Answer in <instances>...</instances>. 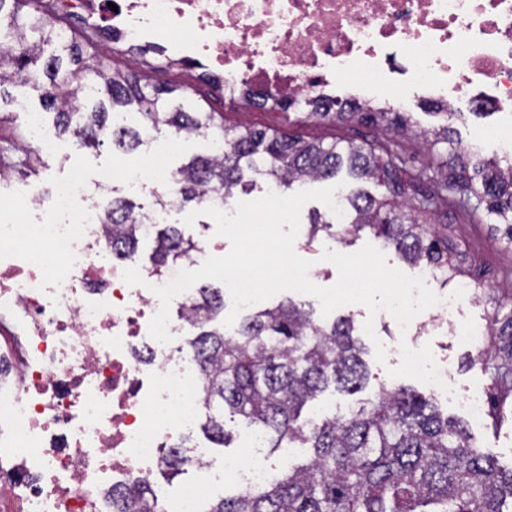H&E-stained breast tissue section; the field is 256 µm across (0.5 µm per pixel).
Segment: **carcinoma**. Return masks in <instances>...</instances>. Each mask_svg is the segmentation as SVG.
I'll use <instances>...</instances> for the list:
<instances>
[{
    "label": "carcinoma",
    "instance_id": "obj_1",
    "mask_svg": "<svg viewBox=\"0 0 512 512\" xmlns=\"http://www.w3.org/2000/svg\"><path fill=\"white\" fill-rule=\"evenodd\" d=\"M40 2L0 0V104L10 103L7 87L30 88L53 112L58 135L86 148L110 137L132 152L147 128L224 141L223 156L196 155L181 167L182 207L202 205L207 198L218 206L258 179L285 191L333 179L345 167L385 193L348 194L345 224L327 212L312 213L315 233L323 230L346 243L368 231L412 266L429 264L460 276L467 273L466 253L422 219L456 212L479 221L493 216L507 224L512 242V169L482 162L470 171L449 152L443 163L424 165L412 175L402 144L386 135L365 143H323L289 139L268 127L228 128L221 114L194 100L173 103L174 87L150 86L134 72L113 71L94 36L79 41L60 35L45 20ZM72 84L88 90L91 107L63 96L62 88ZM132 105L134 124L109 125L111 112ZM37 162L27 147L0 143V169L27 176ZM409 188L412 197L398 202ZM147 219L143 207L123 198L112 199L102 214L117 239L116 251L127 256L137 254L138 225ZM154 233L153 262L159 267L193 246L173 224H157ZM222 310L220 289L209 287L192 308L201 327L191 345L203 373L202 429L225 444L231 438L224 428L227 411L274 435L272 447L297 441L310 445L314 455L308 464L290 466L274 481L223 498L206 512H504L512 500V467L477 448L467 429L444 416L432 397L383 386L347 415L309 427L299 421L306 403L329 387L354 393L367 384L363 345L351 320L320 323L288 298L254 310L231 334L206 329ZM493 369L499 384L512 392V350ZM151 493L149 487L121 493L123 512H156Z\"/></svg>",
    "mask_w": 512,
    "mask_h": 512
}]
</instances>
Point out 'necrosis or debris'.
I'll return each mask as SVG.
<instances>
[{
  "label": "necrosis or debris",
  "mask_w": 512,
  "mask_h": 512,
  "mask_svg": "<svg viewBox=\"0 0 512 512\" xmlns=\"http://www.w3.org/2000/svg\"><path fill=\"white\" fill-rule=\"evenodd\" d=\"M47 13L104 36L144 67L189 70L243 101L266 91L300 102H343L346 111L387 98L401 109L419 97L454 105L480 85L485 102L512 107V0H44ZM176 137L150 139L139 165L99 167L92 181L58 180L0 198V512H120L114 497L152 481L172 453L196 477L161 512H203L230 481L254 488L276 464L265 438L248 437V460L215 462L188 445L199 423L198 363L184 343L197 328L188 310L197 289L170 305L169 343L148 334L173 271L115 254L100 221L116 179L165 196L140 225L141 238L182 208L181 170L167 157ZM139 267L142 285L122 273ZM442 302L409 331L447 329L463 346L481 344L459 314L474 300L464 278L415 269Z\"/></svg>",
  "instance_id": "necrosis-or-debris-1"
}]
</instances>
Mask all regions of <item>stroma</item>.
Here are the masks:
<instances>
[{"label": "stroma", "mask_w": 512, "mask_h": 512, "mask_svg": "<svg viewBox=\"0 0 512 512\" xmlns=\"http://www.w3.org/2000/svg\"><path fill=\"white\" fill-rule=\"evenodd\" d=\"M457 114L450 117L435 112L426 106L407 115V128L399 132L406 151L416 165L435 163V156L429 155L419 137L420 132L451 128L453 146L466 149L468 143L480 133L494 134L506 118L505 113L490 109L483 114H475L470 107L468 96H461L456 104ZM224 122L226 125H267L276 127L282 133L307 141L363 139L386 132L385 121L363 123L359 118H327L305 120L299 113L267 112L241 102H225ZM56 154L44 156V165L39 173L30 177L12 174L7 182L0 184V192L9 193L15 185L27 182L45 187L53 181L74 173L92 178L96 167L111 163L134 165L140 162L141 151L126 152L105 142L98 148L74 147L72 139L60 137ZM438 231L447 232L455 242L465 248L468 255V275L475 286L477 298L469 305L466 319L475 327L486 332L484 343L478 347H463L452 336L437 332L424 336L392 337L389 319H375V339H364L363 359L369 372L366 387L354 394L328 389L317 399L308 402L302 410V420L323 419L325 407H333L346 413L357 410L362 401L373 398L380 386L403 385L424 391L422 380L411 373L401 358L402 347L417 345L435 362L448 368V387L456 394H480L487 406V415L482 422H474L471 417L452 400L442 401L443 411L462 421L471 434L476 446L485 453L496 457L503 466L512 465V396L503 397L493 386L486 363L502 356L504 347L511 342L502 336L501 330L512 318V246L508 245L503 228L497 227L495 220L482 224L470 223L465 218L435 216L432 219ZM372 235L363 234L350 244L339 243L326 233L310 236L307 229H300L294 250L300 257L313 263L312 280L321 286L336 282L338 271L328 262L322 261L324 250L350 254L365 244L373 243ZM386 348L385 362L375 358L376 344Z\"/></svg>", "instance_id": "1"}]
</instances>
